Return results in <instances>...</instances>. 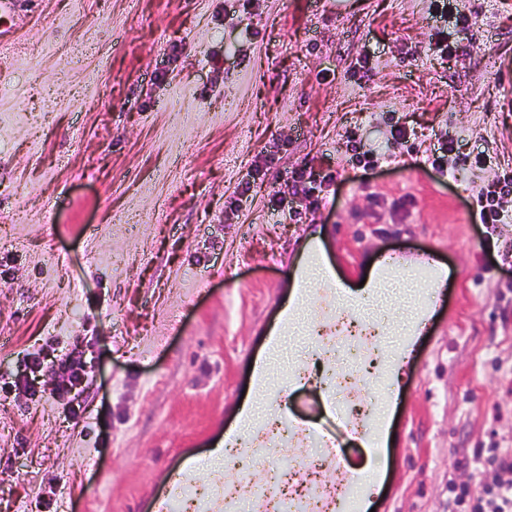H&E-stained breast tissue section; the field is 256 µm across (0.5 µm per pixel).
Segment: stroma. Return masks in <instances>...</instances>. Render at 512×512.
Segmentation results:
<instances>
[{
    "label": "stroma",
    "instance_id": "stroma-1",
    "mask_svg": "<svg viewBox=\"0 0 512 512\" xmlns=\"http://www.w3.org/2000/svg\"><path fill=\"white\" fill-rule=\"evenodd\" d=\"M25 8L0 46V374L73 350L91 370L75 416L59 370L38 396L0 391V512H39L48 496L57 512H143L181 471L180 495L234 485L250 512L279 469L344 485L371 455L325 394L343 377L356 410L386 398L375 337L356 358L338 352L320 311L345 312L315 286L308 327L269 344L312 235L358 287L386 255L448 269L442 300L419 292L435 313L373 455L375 512H455L449 484L491 481L473 451L512 447V222L470 210L493 167L512 166V0ZM447 134L468 159L454 176L425 162ZM369 150L376 168L351 163ZM319 155L329 181L295 194V171ZM271 350L265 384L285 391L288 416L259 454L214 470ZM292 421L331 432L338 463L313 461Z\"/></svg>",
    "mask_w": 512,
    "mask_h": 512
}]
</instances>
